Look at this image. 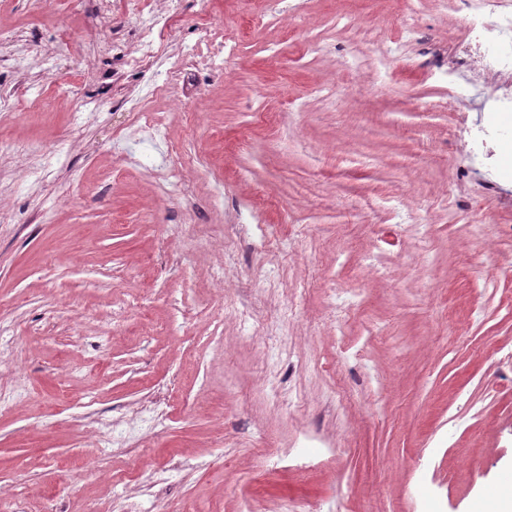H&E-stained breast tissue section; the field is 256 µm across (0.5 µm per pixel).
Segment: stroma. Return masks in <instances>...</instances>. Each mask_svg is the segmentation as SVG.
<instances>
[{
	"mask_svg": "<svg viewBox=\"0 0 512 512\" xmlns=\"http://www.w3.org/2000/svg\"><path fill=\"white\" fill-rule=\"evenodd\" d=\"M60 2L0 0V97L40 104L0 118V512L512 494V117L452 106L453 0H168L170 51L234 37L193 129L160 68L113 87L116 0ZM126 111L129 113L128 128L134 126L142 127L143 125L147 133L144 137L161 136L165 124L162 118L163 116L158 114L150 116L143 114V112L147 111H145L136 100H129L127 102ZM142 117L145 119L144 122L141 120Z\"/></svg>",
	"mask_w": 512,
	"mask_h": 512,
	"instance_id": "1",
	"label": "stroma"
}]
</instances>
